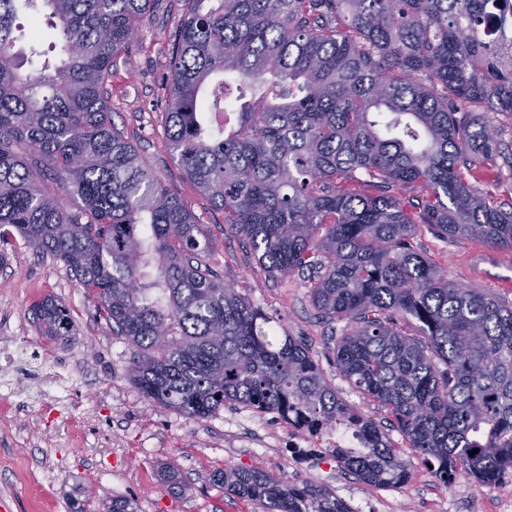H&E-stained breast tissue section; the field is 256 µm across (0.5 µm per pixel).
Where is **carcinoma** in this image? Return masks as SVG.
Instances as JSON below:
<instances>
[{"instance_id":"cac0c4a2","label":"carcinoma","mask_w":512,"mask_h":512,"mask_svg":"<svg viewBox=\"0 0 512 512\" xmlns=\"http://www.w3.org/2000/svg\"><path fill=\"white\" fill-rule=\"evenodd\" d=\"M155 2L0 0V268L14 233L60 259L136 348L127 377L154 407L346 424L361 447L336 449L343 466L404 482L390 434L224 284L188 204L112 125V66ZM183 3L161 86L185 178L270 276H313V306L342 324L336 369L441 483L495 479L512 466V306L448 280L414 236L422 225L512 248V210L480 187L485 168L512 181L497 123L512 122V0ZM33 320L51 340L73 335L50 295ZM159 475L184 487L173 462ZM209 481L262 512H353L323 485L259 468ZM107 512L138 507L120 496Z\"/></svg>"}]
</instances>
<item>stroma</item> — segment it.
<instances>
[{
    "label": "stroma",
    "mask_w": 512,
    "mask_h": 512,
    "mask_svg": "<svg viewBox=\"0 0 512 512\" xmlns=\"http://www.w3.org/2000/svg\"><path fill=\"white\" fill-rule=\"evenodd\" d=\"M183 16L181 0H159L144 17L130 58L118 61L108 85L112 122L150 171L190 206L225 283L271 324L302 339L348 404L386 423V410L364 402L338 373L331 326L313 307L307 279L269 276L168 151L161 77ZM418 243L450 280L512 305V249L427 232ZM9 252V266L0 269V337L22 339L24 349L0 347V371L18 385L13 402L0 406V506L7 512H31L28 488L41 479L50 483L53 512H70L71 496L84 485L90 489L85 512H105L115 495L134 497L139 512H252L251 503L209 483V473L225 466L313 479L354 512H505L512 504V466L490 483L460 475L446 487L414 449L403 445L399 452L408 479L378 487L345 470L333 449L294 457L289 444L296 434L278 414L235 405L196 420L153 407L128 381L133 348L97 318L94 302L63 262L33 253L18 237ZM48 295L72 314L75 334L69 345L41 336L32 320V307ZM167 461L179 465L185 490H170L160 480L158 466Z\"/></svg>",
    "instance_id": "1"
}]
</instances>
